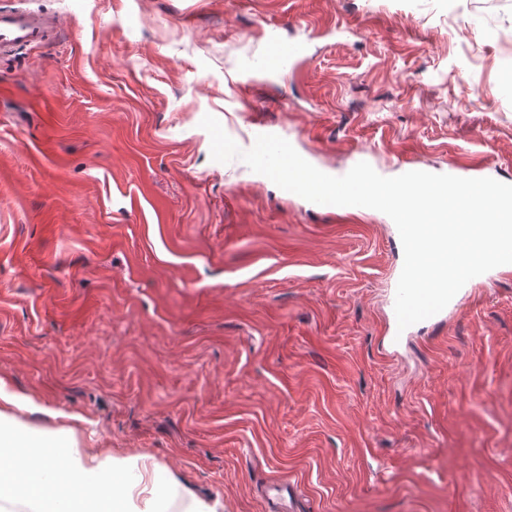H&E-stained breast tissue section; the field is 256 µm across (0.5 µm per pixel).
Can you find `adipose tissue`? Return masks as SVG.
I'll use <instances>...</instances> for the list:
<instances>
[{
    "label": "adipose tissue",
    "instance_id": "obj_1",
    "mask_svg": "<svg viewBox=\"0 0 512 512\" xmlns=\"http://www.w3.org/2000/svg\"><path fill=\"white\" fill-rule=\"evenodd\" d=\"M18 404L0 384V512L18 502L30 512H101L106 500L112 512H169L177 499L185 512H223L221 501L200 499L187 487L163 494V467L148 456L119 457L79 447L62 430L20 426Z\"/></svg>",
    "mask_w": 512,
    "mask_h": 512
}]
</instances>
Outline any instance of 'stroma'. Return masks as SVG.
Instances as JSON below:
<instances>
[{
  "instance_id": "obj_1",
  "label": "stroma",
  "mask_w": 512,
  "mask_h": 512,
  "mask_svg": "<svg viewBox=\"0 0 512 512\" xmlns=\"http://www.w3.org/2000/svg\"><path fill=\"white\" fill-rule=\"evenodd\" d=\"M0 0V380L21 425L144 454L224 512H512V270L400 350L391 220L213 161L205 115L314 166L512 183V0ZM459 30L449 38L447 18ZM295 69L258 75L269 34ZM54 19L30 9H0V56L15 55L47 42Z\"/></svg>"
}]
</instances>
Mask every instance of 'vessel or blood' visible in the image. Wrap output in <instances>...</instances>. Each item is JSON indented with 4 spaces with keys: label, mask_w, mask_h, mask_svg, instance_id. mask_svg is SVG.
Masks as SVG:
<instances>
[{
    "label": "vessel or blood",
    "mask_w": 512,
    "mask_h": 512,
    "mask_svg": "<svg viewBox=\"0 0 512 512\" xmlns=\"http://www.w3.org/2000/svg\"><path fill=\"white\" fill-rule=\"evenodd\" d=\"M55 30L53 18L30 9H0V56H10L47 42ZM306 52L304 43L271 40L264 57L266 69L280 72Z\"/></svg>",
    "instance_id": "1"
}]
</instances>
